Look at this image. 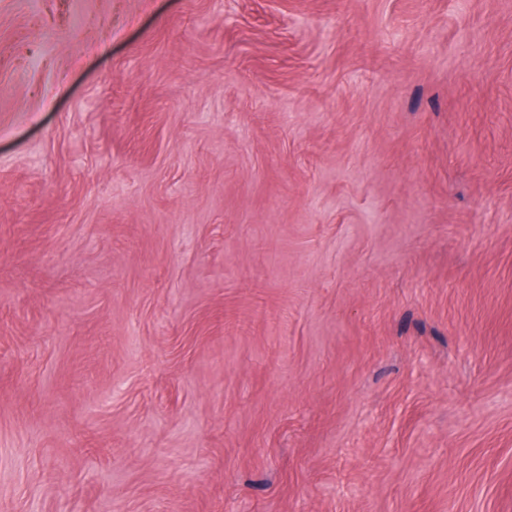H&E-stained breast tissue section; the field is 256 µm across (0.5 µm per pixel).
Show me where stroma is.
I'll return each mask as SVG.
<instances>
[{
    "label": "stroma",
    "mask_w": 512,
    "mask_h": 512,
    "mask_svg": "<svg viewBox=\"0 0 512 512\" xmlns=\"http://www.w3.org/2000/svg\"><path fill=\"white\" fill-rule=\"evenodd\" d=\"M0 512H512V0H0Z\"/></svg>",
    "instance_id": "stroma-1"
}]
</instances>
